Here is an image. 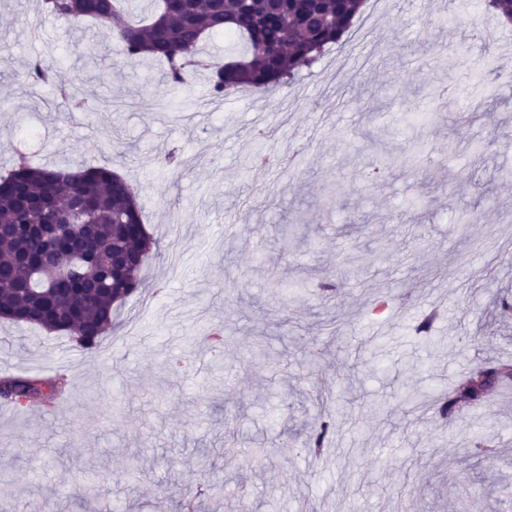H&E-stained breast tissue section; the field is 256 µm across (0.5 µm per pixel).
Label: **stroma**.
<instances>
[{"instance_id": "35a3bbf8", "label": "stroma", "mask_w": 512, "mask_h": 512, "mask_svg": "<svg viewBox=\"0 0 512 512\" xmlns=\"http://www.w3.org/2000/svg\"><path fill=\"white\" fill-rule=\"evenodd\" d=\"M479 25L494 20L468 0H377L275 99L213 105L204 80L162 85V65L129 62L107 28L0 0V169L18 151L111 167L159 243L104 352L0 320V378L66 383L48 411L0 402V512L42 498L59 512H181L202 480L219 497L197 512H238L242 498L253 512H459L458 474L483 512H512V380L445 418L404 401L512 361V320L488 315L512 296V91L493 70L512 62V27L473 48ZM34 58L79 84L84 111L27 80ZM172 152L180 167L164 165ZM257 152L271 161L261 177ZM388 153L396 164L366 178L363 161ZM332 185L343 192L327 210ZM299 219L304 236L286 239ZM326 276L340 285L328 301ZM325 418L334 428L309 455ZM91 474L96 494L79 499Z\"/></svg>"}]
</instances>
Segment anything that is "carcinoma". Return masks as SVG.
<instances>
[{"instance_id": "obj_1", "label": "carcinoma", "mask_w": 512, "mask_h": 512, "mask_svg": "<svg viewBox=\"0 0 512 512\" xmlns=\"http://www.w3.org/2000/svg\"><path fill=\"white\" fill-rule=\"evenodd\" d=\"M364 0H184L181 12L167 0L140 22L127 18L125 0H41L42 12L65 19H91L109 26L127 60L167 63L166 85L191 84L204 73L209 96L224 98L242 89L268 93L299 79L322 52L351 29ZM207 33L232 34L243 44L236 56L211 64L201 55ZM27 76L47 84L52 74L39 59ZM72 199L82 208L80 228L54 234L57 220L48 202ZM154 241L142 219L131 185L108 166H88L66 173L34 167L21 158L0 173V314L16 325L76 337L94 353L112 326V304L122 303L142 285L140 272ZM512 378V365L462 379L438 412L446 417L460 402H480L489 387ZM63 384L32 377L0 378V399L17 407L47 406ZM332 422L323 420L305 447L322 449Z\"/></svg>"}]
</instances>
